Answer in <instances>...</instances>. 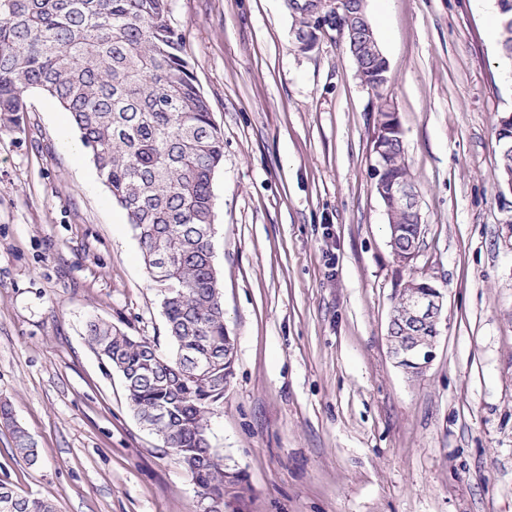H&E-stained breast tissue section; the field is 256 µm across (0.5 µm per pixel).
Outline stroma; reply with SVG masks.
<instances>
[{
    "mask_svg": "<svg viewBox=\"0 0 512 512\" xmlns=\"http://www.w3.org/2000/svg\"><path fill=\"white\" fill-rule=\"evenodd\" d=\"M224 140L214 266L233 375L209 416L241 472L224 512H512V190L496 126L512 113L497 0H368L419 193L423 243L399 267L375 192L376 98L345 42L300 50L284 0H169ZM0 126V482L57 512H200L191 476L135 418L86 326L169 353L161 296L70 115L25 92ZM431 280L447 320L408 378L386 336L401 282ZM0 421L11 429L15 453L30 464H34L37 461L35 444L29 433L16 424L11 406L6 401L0 402Z\"/></svg>",
    "mask_w": 512,
    "mask_h": 512,
    "instance_id": "obj_1",
    "label": "stroma"
}]
</instances>
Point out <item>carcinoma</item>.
<instances>
[{
    "instance_id": "cac0c4a2",
    "label": "carcinoma",
    "mask_w": 512,
    "mask_h": 512,
    "mask_svg": "<svg viewBox=\"0 0 512 512\" xmlns=\"http://www.w3.org/2000/svg\"><path fill=\"white\" fill-rule=\"evenodd\" d=\"M285 3L294 34L312 42L324 22L349 29L369 17L365 0ZM168 13L169 0H0V116L18 125L28 111L24 92L35 88L55 98L81 132L138 236L173 350L163 355L151 342L99 321L87 325L89 342L122 375L134 414L191 475L200 500L222 502L243 482L208 434V415L224 399L235 350L212 245V182L224 142ZM356 54V75L374 86L379 100L386 176L413 186L403 136L385 122L388 80L378 78L371 46L357 44ZM386 216L399 249L415 240L417 225L407 212L392 208ZM189 352L200 359L198 367L183 365ZM0 423L11 429L15 453L35 463V444L6 401ZM2 496L12 497L13 512H57L51 501L3 483Z\"/></svg>"
}]
</instances>
